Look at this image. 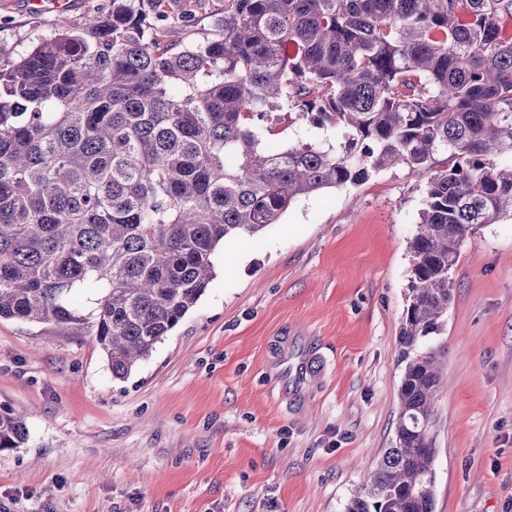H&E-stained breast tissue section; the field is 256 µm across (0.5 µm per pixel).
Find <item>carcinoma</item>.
Instances as JSON below:
<instances>
[{
	"label": "carcinoma",
	"mask_w": 512,
	"mask_h": 512,
	"mask_svg": "<svg viewBox=\"0 0 512 512\" xmlns=\"http://www.w3.org/2000/svg\"><path fill=\"white\" fill-rule=\"evenodd\" d=\"M165 0L57 30L0 64V319L90 328L112 377L295 200L427 175L409 243L395 446L347 512H434V405L452 270L512 217V0H224L174 43ZM340 135L281 144L275 112ZM27 438L0 413V450Z\"/></svg>",
	"instance_id": "1"
}]
</instances>
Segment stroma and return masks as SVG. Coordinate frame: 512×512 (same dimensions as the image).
I'll return each instance as SVG.
<instances>
[{
    "instance_id": "35a3bbf8",
    "label": "stroma",
    "mask_w": 512,
    "mask_h": 512,
    "mask_svg": "<svg viewBox=\"0 0 512 512\" xmlns=\"http://www.w3.org/2000/svg\"><path fill=\"white\" fill-rule=\"evenodd\" d=\"M0 0L10 61L112 0ZM171 40L216 35L224 0H166ZM426 176L382 170L298 199L215 255L216 277L124 380L89 329L0 320V512H346L399 412L408 244ZM435 402V512H512V219L461 249ZM313 356L301 387L267 370L280 340ZM27 438L25 414L12 410L0 413V450L18 448Z\"/></svg>"
}]
</instances>
